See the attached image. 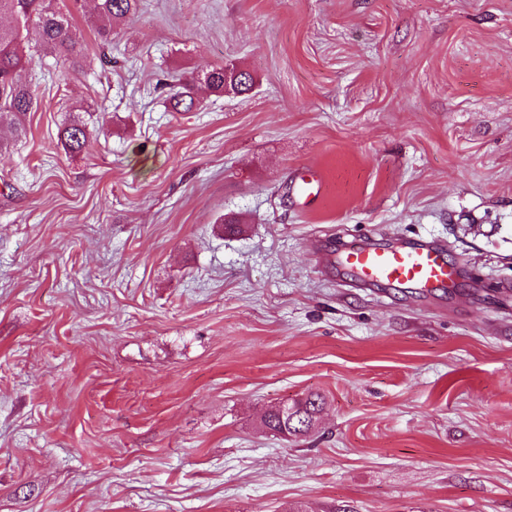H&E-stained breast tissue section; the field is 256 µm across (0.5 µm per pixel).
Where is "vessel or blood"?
<instances>
[{
    "mask_svg": "<svg viewBox=\"0 0 512 512\" xmlns=\"http://www.w3.org/2000/svg\"><path fill=\"white\" fill-rule=\"evenodd\" d=\"M361 285L422 294L453 291L460 270L448 259L447 246L436 239L408 240L393 245L364 241L350 244L333 259Z\"/></svg>",
    "mask_w": 512,
    "mask_h": 512,
    "instance_id": "vessel-or-blood-1",
    "label": "vessel or blood"
}]
</instances>
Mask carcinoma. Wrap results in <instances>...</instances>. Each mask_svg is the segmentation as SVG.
<instances>
[{"label":"carcinoma","mask_w":512,"mask_h":512,"mask_svg":"<svg viewBox=\"0 0 512 512\" xmlns=\"http://www.w3.org/2000/svg\"><path fill=\"white\" fill-rule=\"evenodd\" d=\"M53 0H0V16L10 15L22 24L34 23L39 31L42 50L55 55L71 70L83 68L86 46L72 30L69 14L52 6ZM139 0H99L96 18L90 21L101 41L112 37V24L137 10ZM34 55L26 52L24 37L17 26L0 25V121L6 120L15 131L24 130L23 117L32 111L36 99L30 87L20 79L21 72L32 64ZM254 80L250 73L237 67L208 69L179 83L171 93L172 108L177 112H191L200 103L202 95H223L227 92L243 94L250 91ZM64 149L80 153L90 143L92 132L86 124L71 121L60 131ZM322 405V397L312 395L297 404L294 429L309 428Z\"/></svg>","instance_id":"obj_1"}]
</instances>
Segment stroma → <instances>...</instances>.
Listing matches in <instances>:
<instances>
[{
  "instance_id": "obj_1",
  "label": "stroma",
  "mask_w": 512,
  "mask_h": 512,
  "mask_svg": "<svg viewBox=\"0 0 512 512\" xmlns=\"http://www.w3.org/2000/svg\"><path fill=\"white\" fill-rule=\"evenodd\" d=\"M56 3L85 68L41 53L0 128V512H512V0H141L108 45ZM419 238L452 294L321 261ZM253 84L252 75L238 67H213L179 83L178 89L171 93L170 100L176 112H191L200 103L203 94L224 95L226 91L243 94L249 92ZM60 138L67 152L80 153L90 143L92 132L85 123L73 120L63 126ZM322 401L323 399L321 396L311 395L304 402L297 404L295 415L298 417H292V419L295 418L292 423V427L295 431L299 428L308 429L312 425V421L316 419V414L319 412L323 403ZM302 423H305V425L302 426Z\"/></svg>"
}]
</instances>
